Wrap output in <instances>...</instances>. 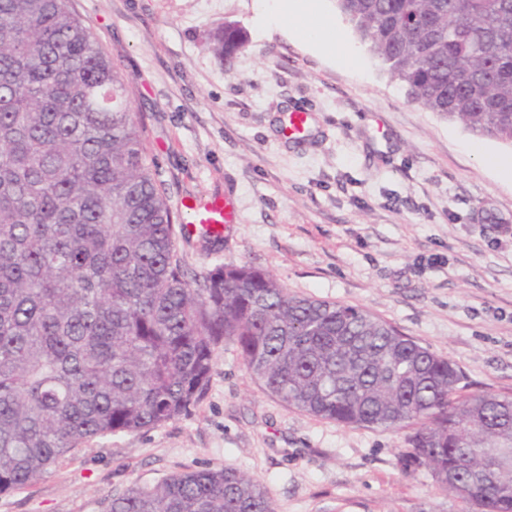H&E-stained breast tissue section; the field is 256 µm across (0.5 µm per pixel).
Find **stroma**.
Listing matches in <instances>:
<instances>
[{
  "instance_id": "35a3bbf8",
  "label": "stroma",
  "mask_w": 512,
  "mask_h": 512,
  "mask_svg": "<svg viewBox=\"0 0 512 512\" xmlns=\"http://www.w3.org/2000/svg\"><path fill=\"white\" fill-rule=\"evenodd\" d=\"M253 2L68 0L129 87L177 224L186 203L232 205L222 237L177 235L182 266L251 264L295 295L386 320L448 358L468 391L512 395V237L499 230L512 183L488 165L512 145L411 102L336 0L322 10L360 67L263 29ZM227 23L247 45L222 62L210 36ZM294 109L315 125L299 143L281 128ZM408 435L286 408L227 342L188 413L91 440L0 494V512H107L131 485L224 466L258 479L277 512H474L428 470H403Z\"/></svg>"
}]
</instances>
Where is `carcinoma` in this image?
Returning <instances> with one entry per match:
<instances>
[{"label":"carcinoma","instance_id":"cac0c4a2","mask_svg":"<svg viewBox=\"0 0 512 512\" xmlns=\"http://www.w3.org/2000/svg\"><path fill=\"white\" fill-rule=\"evenodd\" d=\"M408 97L512 144V0H336ZM217 59L245 46L233 25ZM287 407L418 428L425 468L477 512H512V396L462 393L446 358L369 312L250 264L190 278L128 87L67 0H0V494L98 437L205 394L221 343ZM108 512H276L221 467L133 485Z\"/></svg>","mask_w":512,"mask_h":512}]
</instances>
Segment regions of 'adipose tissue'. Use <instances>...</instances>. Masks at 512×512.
I'll return each mask as SVG.
<instances>
[{
    "label": "adipose tissue",
    "instance_id": "1",
    "mask_svg": "<svg viewBox=\"0 0 512 512\" xmlns=\"http://www.w3.org/2000/svg\"><path fill=\"white\" fill-rule=\"evenodd\" d=\"M262 21L271 29L283 30L289 18H296L297 36L321 50L333 52L344 64L358 61L345 38L328 22L320 9L321 0H256Z\"/></svg>",
    "mask_w": 512,
    "mask_h": 512
}]
</instances>
